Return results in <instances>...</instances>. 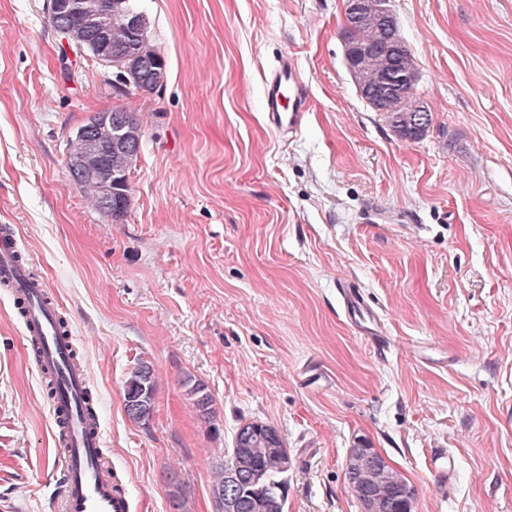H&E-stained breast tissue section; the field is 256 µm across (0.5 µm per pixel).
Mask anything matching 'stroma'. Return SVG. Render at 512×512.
<instances>
[{"label":"stroma","instance_id":"35a3bbf8","mask_svg":"<svg viewBox=\"0 0 512 512\" xmlns=\"http://www.w3.org/2000/svg\"><path fill=\"white\" fill-rule=\"evenodd\" d=\"M143 6L166 84L123 94L88 51L62 71L43 0H0V225L63 308L134 512H214V472L251 421L288 448V512H361L359 445L405 475L412 512H512V0H389L431 114L414 141L355 87L345 0ZM284 55L309 94L294 134L263 110ZM115 109L143 128L116 222L66 167L73 130ZM344 286L390 350L351 329ZM142 361L145 424L124 411ZM55 431L0 289V512H54ZM156 382L152 366L138 363L128 373L124 386V409L128 418L145 424L154 414ZM133 401L132 406L126 403Z\"/></svg>","mask_w":512,"mask_h":512}]
</instances>
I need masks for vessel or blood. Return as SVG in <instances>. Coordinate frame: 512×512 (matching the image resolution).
<instances>
[{"label":"vessel or blood","mask_w":512,"mask_h":512,"mask_svg":"<svg viewBox=\"0 0 512 512\" xmlns=\"http://www.w3.org/2000/svg\"><path fill=\"white\" fill-rule=\"evenodd\" d=\"M308 105V92L293 57L283 56L264 84L263 106L271 127L293 134L302 126ZM20 254L15 235L0 233V284L8 286L14 299L22 301L26 342H38L41 352L34 358L40 372H54L59 380L60 398L52 408L54 419H67L65 441L58 453L60 471L58 512H133V504L111 465L100 455L98 419L84 408L90 377L83 362L72 360L71 339L60 338L58 307L48 303L45 283L30 276ZM343 306L352 328L385 349L379 316L359 292L342 293Z\"/></svg>","instance_id":"obj_1"}]
</instances>
